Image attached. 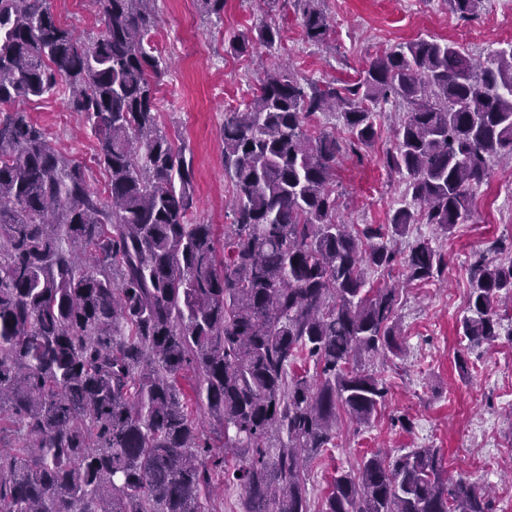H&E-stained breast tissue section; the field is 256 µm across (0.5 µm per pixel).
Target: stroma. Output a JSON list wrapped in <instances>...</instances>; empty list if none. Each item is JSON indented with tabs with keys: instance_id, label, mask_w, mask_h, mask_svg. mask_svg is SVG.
I'll return each mask as SVG.
<instances>
[{
	"instance_id": "1",
	"label": "stroma",
	"mask_w": 512,
	"mask_h": 512,
	"mask_svg": "<svg viewBox=\"0 0 512 512\" xmlns=\"http://www.w3.org/2000/svg\"><path fill=\"white\" fill-rule=\"evenodd\" d=\"M53 8L78 37L98 33L96 0H53ZM151 8L159 22L150 44L167 64L159 91L160 122L193 158L196 222L219 230L233 220L220 136L224 114L250 100L271 54L260 45L249 55L232 53L229 42L238 33L273 25L281 33L273 54L307 78L341 84L354 83L382 52L420 37L456 42L468 36V48L480 59L512 41V19L501 16L498 0H486L469 23L450 12L447 0H323L330 22L324 44L307 39L292 6L269 15L262 0H224L220 20L202 13L196 0H153ZM26 109L59 153L88 168L92 189L103 190L96 137L64 98L47 95L28 102ZM396 110L395 103L383 105L378 137L346 156L336 171L338 215L348 224L387 223L403 198L401 176L381 163L392 145ZM472 212V221L454 232L417 224L411 236L400 239L403 250L415 238L428 239L448 266L438 281L403 288L398 314L407 354L393 363L373 359L365 364L366 370L383 374L389 388L386 406L368 426L340 417L334 446L306 471L313 505L322 503L335 468L356 466L380 449L396 456L437 448L450 471L491 490L495 512H512V423L507 420L512 336L469 348L459 333L473 255L500 259L498 241L512 240V167L492 164L472 198Z\"/></svg>"
}]
</instances>
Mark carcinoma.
I'll list each match as a JSON object with an SVG mask.
<instances>
[{"label": "carcinoma", "instance_id": "1", "mask_svg": "<svg viewBox=\"0 0 512 512\" xmlns=\"http://www.w3.org/2000/svg\"><path fill=\"white\" fill-rule=\"evenodd\" d=\"M51 2L0 0V512H217L226 482L242 512H493L436 448L336 470L317 511L305 471L340 412L368 424L385 403L383 376L356 363L405 354L399 288L368 286L367 271L442 277L428 240L407 252L397 240L468 223L490 163L512 162V42L481 62L419 38L344 86L271 64L245 109L224 113L234 221L219 248L193 218L192 159L158 123L151 0H98L88 40ZM321 2L294 0L315 43L329 30ZM483 2L448 0L463 21ZM279 36L265 25L229 48ZM46 94L94 131L107 199L16 107ZM389 101L403 112L382 164L410 201L354 228L336 217V170L372 143ZM327 112L348 141L309 132ZM511 310L512 258L478 256L461 336L495 340Z\"/></svg>", "mask_w": 512, "mask_h": 512}]
</instances>
